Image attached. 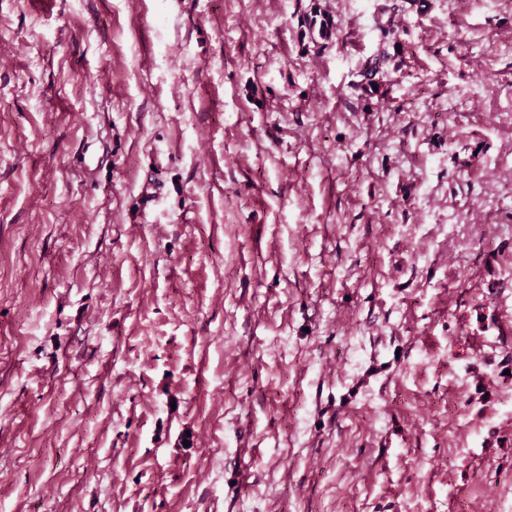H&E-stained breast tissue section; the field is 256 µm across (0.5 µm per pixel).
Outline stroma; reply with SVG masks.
Segmentation results:
<instances>
[{
  "mask_svg": "<svg viewBox=\"0 0 512 512\" xmlns=\"http://www.w3.org/2000/svg\"><path fill=\"white\" fill-rule=\"evenodd\" d=\"M508 319L512 0H0V512H512Z\"/></svg>",
  "mask_w": 512,
  "mask_h": 512,
  "instance_id": "stroma-1",
  "label": "stroma"
}]
</instances>
